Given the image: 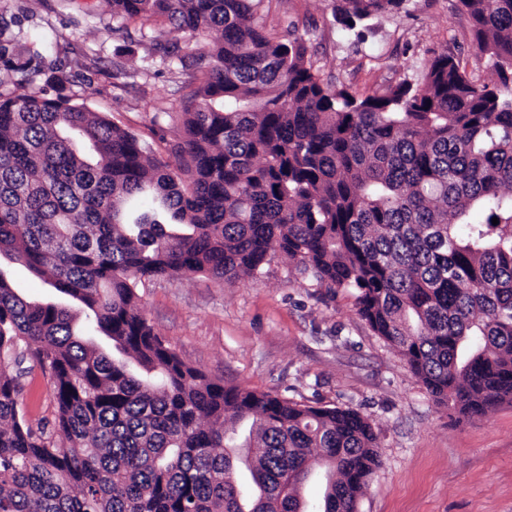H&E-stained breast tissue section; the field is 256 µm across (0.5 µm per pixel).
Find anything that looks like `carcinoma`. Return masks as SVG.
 <instances>
[{"instance_id": "obj_1", "label": "carcinoma", "mask_w": 512, "mask_h": 512, "mask_svg": "<svg viewBox=\"0 0 512 512\" xmlns=\"http://www.w3.org/2000/svg\"><path fill=\"white\" fill-rule=\"evenodd\" d=\"M108 2L209 37V78L174 169L64 96L0 12V70L20 76L0 92V512H357L381 464L369 419L187 363L144 317L145 279L232 282L286 255L353 292L437 405L512 403V0H457L497 82L445 50L371 94L329 87L302 39L259 27L263 0ZM404 3L334 0V18L353 30ZM13 265L55 299L25 297ZM36 368L54 411L35 427Z\"/></svg>"}]
</instances>
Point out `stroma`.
<instances>
[{
    "label": "stroma",
    "mask_w": 512,
    "mask_h": 512,
    "mask_svg": "<svg viewBox=\"0 0 512 512\" xmlns=\"http://www.w3.org/2000/svg\"><path fill=\"white\" fill-rule=\"evenodd\" d=\"M5 8L26 37L47 36L43 54L65 63L73 103L172 161L186 94L208 77L192 64L207 51L204 36L122 21L108 0H7ZM333 8L332 0H264L257 22L276 37L302 38L315 72L336 89L418 81L444 50L475 81L495 78L457 0H407L362 42L346 37ZM137 293L154 331L225 384L368 416L382 463L357 512H512V403L475 418L436 405L360 318L354 296L320 286L296 261L269 256L257 275L233 283L154 278Z\"/></svg>",
    "instance_id": "1"
}]
</instances>
